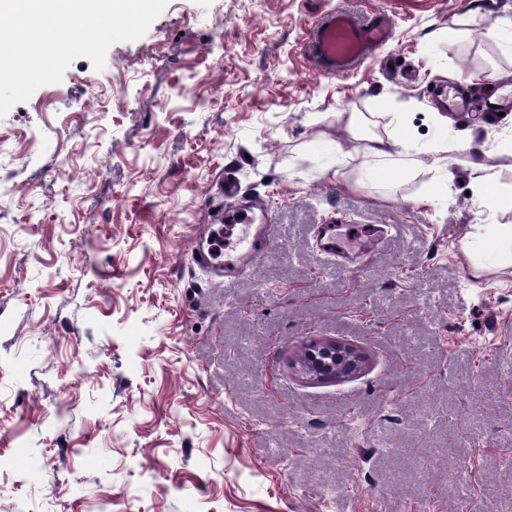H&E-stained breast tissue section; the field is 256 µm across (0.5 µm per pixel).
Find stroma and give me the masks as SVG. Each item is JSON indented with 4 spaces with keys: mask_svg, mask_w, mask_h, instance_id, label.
<instances>
[{
    "mask_svg": "<svg viewBox=\"0 0 512 512\" xmlns=\"http://www.w3.org/2000/svg\"><path fill=\"white\" fill-rule=\"evenodd\" d=\"M341 9L392 37L329 75L307 33ZM494 26L512 0H169L0 118V512H512V267L474 276L463 248L512 210L462 162L432 200L360 182L336 120L378 113L429 167L446 135L494 149L512 113L433 100L512 90ZM225 171L276 226L228 283L191 257ZM332 220L349 251L389 233L339 267L314 247ZM321 339L362 370L303 373Z\"/></svg>",
    "mask_w": 512,
    "mask_h": 512,
    "instance_id": "stroma-1",
    "label": "stroma"
}]
</instances>
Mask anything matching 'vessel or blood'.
Masks as SVG:
<instances>
[{
  "mask_svg": "<svg viewBox=\"0 0 512 512\" xmlns=\"http://www.w3.org/2000/svg\"><path fill=\"white\" fill-rule=\"evenodd\" d=\"M391 35L389 18L378 16L362 21L345 11H330L320 18L309 31V44L321 69L332 75L343 74L364 60L378 45ZM224 221L228 224L246 225L247 231L240 238V251L235 260L217 265L206 241L197 242L192 258L197 267L216 276L233 279L246 269L267 249L273 226L268 212L262 211L255 200H245L226 208ZM317 245L321 252L345 263L350 259L347 251L337 242L336 227L324 224L316 231Z\"/></svg>",
  "mask_w": 512,
  "mask_h": 512,
  "instance_id": "b4317fda",
  "label": "vessel or blood"
}]
</instances>
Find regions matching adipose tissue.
Segmentation results:
<instances>
[{
  "instance_id": "obj_1",
  "label": "adipose tissue",
  "mask_w": 512,
  "mask_h": 512,
  "mask_svg": "<svg viewBox=\"0 0 512 512\" xmlns=\"http://www.w3.org/2000/svg\"><path fill=\"white\" fill-rule=\"evenodd\" d=\"M361 149L373 159L372 165L362 169L361 182L379 181L385 171L403 177H416L424 171L417 148L395 134L364 137ZM464 249L472 257L474 270L512 265V224L474 225Z\"/></svg>"
}]
</instances>
